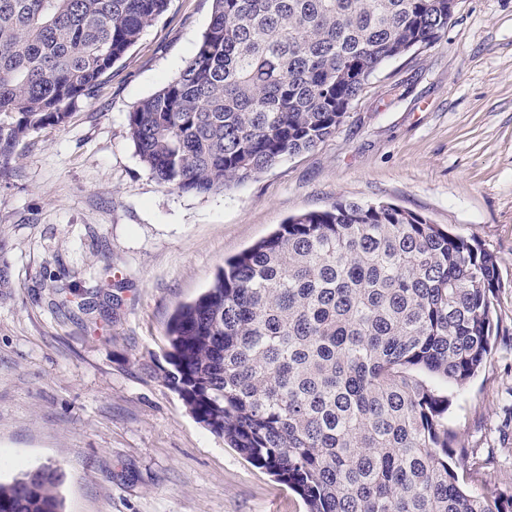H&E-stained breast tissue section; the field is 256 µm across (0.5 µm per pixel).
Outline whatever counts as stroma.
I'll return each instance as SVG.
<instances>
[{"label": "stroma", "mask_w": 512, "mask_h": 512, "mask_svg": "<svg viewBox=\"0 0 512 512\" xmlns=\"http://www.w3.org/2000/svg\"><path fill=\"white\" fill-rule=\"evenodd\" d=\"M211 0L167 12L0 179V480L62 470L65 512H307L163 382L168 322L289 216L390 202L497 256L498 333L449 388L475 493L512 494V0H457L435 46L385 62L336 134L219 193H173L127 116L193 56Z\"/></svg>", "instance_id": "1"}]
</instances>
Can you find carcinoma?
<instances>
[{"label":"carcinoma","instance_id":"obj_1","mask_svg":"<svg viewBox=\"0 0 512 512\" xmlns=\"http://www.w3.org/2000/svg\"><path fill=\"white\" fill-rule=\"evenodd\" d=\"M170 0H0V176L67 122ZM180 73L127 133L163 187L208 194L334 136L380 66L432 47L448 0H211ZM497 257L388 203L337 201L224 261L168 329L164 382L308 512H512L448 465L450 399L492 350ZM53 466L0 512H62Z\"/></svg>","mask_w":512,"mask_h":512}]
</instances>
